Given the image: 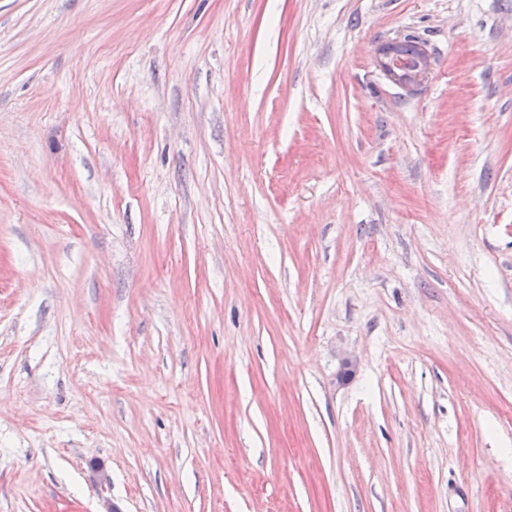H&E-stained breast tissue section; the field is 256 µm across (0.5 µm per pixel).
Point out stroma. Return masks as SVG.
Wrapping results in <instances>:
<instances>
[{"instance_id": "1", "label": "stroma", "mask_w": 512, "mask_h": 512, "mask_svg": "<svg viewBox=\"0 0 512 512\" xmlns=\"http://www.w3.org/2000/svg\"><path fill=\"white\" fill-rule=\"evenodd\" d=\"M112 503L512 512V0H0V512ZM399 39H392L385 42L379 48L378 65L384 74L395 84L402 87H412L420 84L429 74L431 61L427 52H423L418 64L412 68H405L399 60H402L407 67H412L422 53L418 42L411 38H405L401 43ZM396 54L398 59L392 57V49L397 46Z\"/></svg>"}]
</instances>
